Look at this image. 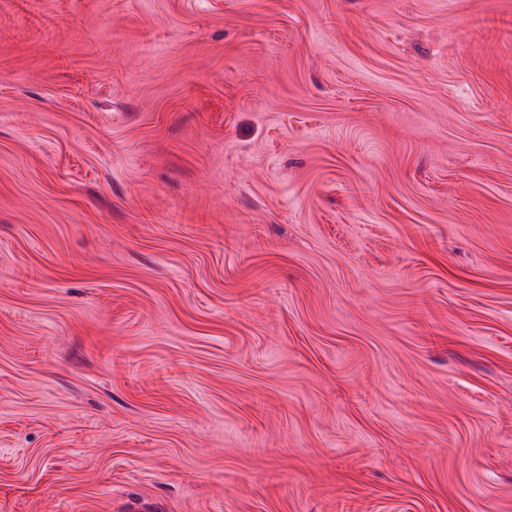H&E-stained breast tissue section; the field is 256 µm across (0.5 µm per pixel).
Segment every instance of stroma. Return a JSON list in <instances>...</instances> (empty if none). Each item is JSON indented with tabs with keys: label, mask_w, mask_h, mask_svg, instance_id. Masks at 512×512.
Instances as JSON below:
<instances>
[{
	"label": "stroma",
	"mask_w": 512,
	"mask_h": 512,
	"mask_svg": "<svg viewBox=\"0 0 512 512\" xmlns=\"http://www.w3.org/2000/svg\"><path fill=\"white\" fill-rule=\"evenodd\" d=\"M0 512H512V0H0Z\"/></svg>",
	"instance_id": "stroma-1"
}]
</instances>
